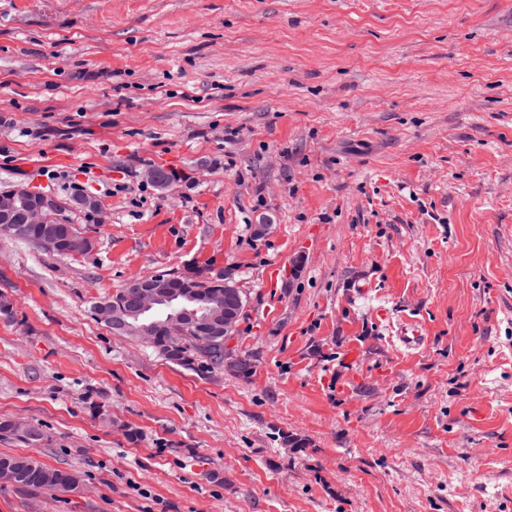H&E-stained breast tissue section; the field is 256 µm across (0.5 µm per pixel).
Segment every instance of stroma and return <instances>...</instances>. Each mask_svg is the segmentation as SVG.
<instances>
[{
	"mask_svg": "<svg viewBox=\"0 0 512 512\" xmlns=\"http://www.w3.org/2000/svg\"><path fill=\"white\" fill-rule=\"evenodd\" d=\"M19 184L101 207L87 253L0 235V418L46 435L0 453L81 476L0 512H512V0H0ZM190 266L249 374L91 310Z\"/></svg>",
	"mask_w": 512,
	"mask_h": 512,
	"instance_id": "35a3bbf8",
	"label": "stroma"
}]
</instances>
